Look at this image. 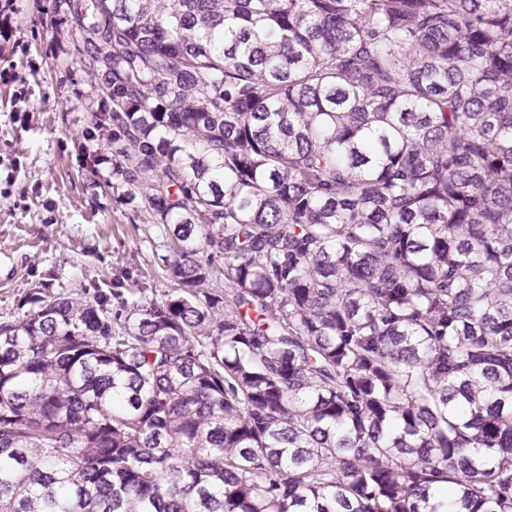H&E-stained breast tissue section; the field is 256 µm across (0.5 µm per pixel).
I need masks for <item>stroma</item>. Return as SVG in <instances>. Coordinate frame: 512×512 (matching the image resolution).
Wrapping results in <instances>:
<instances>
[{
  "instance_id": "1",
  "label": "stroma",
  "mask_w": 512,
  "mask_h": 512,
  "mask_svg": "<svg viewBox=\"0 0 512 512\" xmlns=\"http://www.w3.org/2000/svg\"><path fill=\"white\" fill-rule=\"evenodd\" d=\"M10 4L0 31V321L30 307L33 290L92 296L95 287L139 284L162 298V231L128 201L112 174V147L84 142L97 78L79 37L58 25L53 0ZM100 160L83 166L84 153Z\"/></svg>"
}]
</instances>
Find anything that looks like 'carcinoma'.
<instances>
[{
  "label": "carcinoma",
  "instance_id": "1",
  "mask_svg": "<svg viewBox=\"0 0 512 512\" xmlns=\"http://www.w3.org/2000/svg\"><path fill=\"white\" fill-rule=\"evenodd\" d=\"M53 13L175 288L0 322V512H512V0Z\"/></svg>",
  "mask_w": 512,
  "mask_h": 512
}]
</instances>
